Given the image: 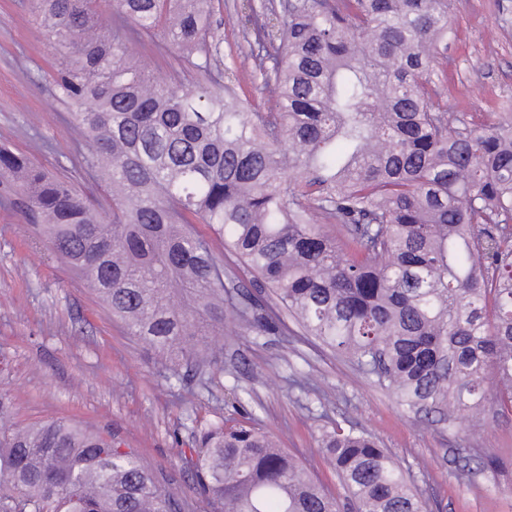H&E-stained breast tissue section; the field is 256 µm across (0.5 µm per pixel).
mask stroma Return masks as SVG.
<instances>
[{"label": "stroma", "mask_w": 512, "mask_h": 512, "mask_svg": "<svg viewBox=\"0 0 512 512\" xmlns=\"http://www.w3.org/2000/svg\"><path fill=\"white\" fill-rule=\"evenodd\" d=\"M224 22V60L256 107L266 97L243 62L250 50L248 0H214ZM52 48L22 0H0V147L30 155L49 174L92 190L85 150L55 95ZM449 111L478 118L512 113V0H454L448 47L434 77ZM0 392L15 420H53L112 434L176 487L194 484L184 466L194 431L252 419L299 456L332 493L336 474L316 441L330 422L352 425L398 458L434 512H512V415L485 412L477 423L448 424L414 413L376 387L350 361L308 336H238L224 344L220 370L195 390L192 408L174 368L128 336L68 267L37 245L19 211L0 207ZM312 376L310 390L293 385ZM496 459L488 467L487 459Z\"/></svg>", "instance_id": "35a3bbf8"}]
</instances>
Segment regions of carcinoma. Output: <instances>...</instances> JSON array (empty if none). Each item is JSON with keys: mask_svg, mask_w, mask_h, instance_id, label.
<instances>
[{"mask_svg": "<svg viewBox=\"0 0 512 512\" xmlns=\"http://www.w3.org/2000/svg\"><path fill=\"white\" fill-rule=\"evenodd\" d=\"M104 2L29 5L112 211L1 148L0 203L127 334L203 373L281 314L401 405L512 414V117L437 99L453 0H258L262 110L223 66L212 0H112L111 26ZM148 43L179 68L151 72L132 51ZM12 414L0 394V512L189 508L112 435ZM319 448L342 499L254 426L202 428L184 461L208 512H428L367 433L334 425Z\"/></svg>", "mask_w": 512, "mask_h": 512, "instance_id": "carcinoma-1", "label": "carcinoma"}]
</instances>
